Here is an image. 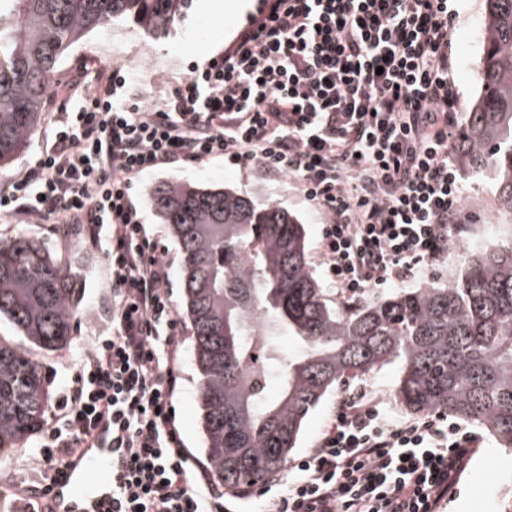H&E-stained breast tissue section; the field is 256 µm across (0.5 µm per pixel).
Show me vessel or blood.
<instances>
[{
    "instance_id": "vessel-or-blood-1",
    "label": "vessel or blood",
    "mask_w": 512,
    "mask_h": 512,
    "mask_svg": "<svg viewBox=\"0 0 512 512\" xmlns=\"http://www.w3.org/2000/svg\"><path fill=\"white\" fill-rule=\"evenodd\" d=\"M47 502L52 512H110L111 434H98L93 447L77 449L52 484Z\"/></svg>"
}]
</instances>
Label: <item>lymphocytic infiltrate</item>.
<instances>
[{
  "label": "lymphocytic infiltrate",
  "instance_id": "f902f5d3",
  "mask_svg": "<svg viewBox=\"0 0 512 512\" xmlns=\"http://www.w3.org/2000/svg\"><path fill=\"white\" fill-rule=\"evenodd\" d=\"M455 15L453 0H265L224 51L150 104L129 102L116 68L60 86L76 105L0 187V220L54 214L62 237L102 250L112 324L57 391L10 512H50V483L102 428L124 471L113 512H439L478 435L441 413L390 420L365 388L340 398L288 478L230 494L196 468L173 409L182 331L169 261L131 187L215 158L295 179L327 217L318 259L345 303L405 281L463 227Z\"/></svg>",
  "mask_w": 512,
  "mask_h": 512
}]
</instances>
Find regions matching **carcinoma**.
Returning a JSON list of instances; mask_svg holds the SVG:
<instances>
[{
  "instance_id": "cac0c4a2",
  "label": "carcinoma",
  "mask_w": 512,
  "mask_h": 512,
  "mask_svg": "<svg viewBox=\"0 0 512 512\" xmlns=\"http://www.w3.org/2000/svg\"><path fill=\"white\" fill-rule=\"evenodd\" d=\"M192 0H0V165L26 149L63 55L87 33L125 22L168 35ZM480 89L458 159L492 174L512 214V0H486ZM155 210L183 253L181 308L201 381L213 477L234 489L281 471L307 413L345 379L400 365L397 402L446 412L493 435L512 455V239L472 253L447 286L429 284L342 310L306 262L304 225L243 191L165 182ZM81 265H63L19 236L0 245V459L41 431L50 400L30 349L71 339ZM297 350L277 355V339ZM277 362L276 393L266 370Z\"/></svg>"
}]
</instances>
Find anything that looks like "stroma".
<instances>
[{"instance_id": "obj_1", "label": "stroma", "mask_w": 512, "mask_h": 512, "mask_svg": "<svg viewBox=\"0 0 512 512\" xmlns=\"http://www.w3.org/2000/svg\"><path fill=\"white\" fill-rule=\"evenodd\" d=\"M457 15L452 29L453 77L462 109H469L476 94L477 71L481 47L480 26L485 13V0H456ZM243 16H225L215 20L199 4H192L187 15L164 38L151 40L126 24L88 33L62 58L56 81L83 79L85 71L97 68L123 67L140 101L146 102L165 94L193 66L222 51L246 24ZM144 61L141 69L127 67L128 56ZM74 103L64 96L48 97L41 122L27 149L16 160L0 166V186L9 183L27 162L33 161L49 132L54 117L71 111ZM163 182H187L208 186H230L252 194L257 201L276 202L288 208L306 229V259L332 306L343 301L328 282L319 263L317 247L323 213L299 194L294 180L275 178L254 166L237 165L224 160H209L185 167H166L145 174L137 180L131 193L147 233L158 248L165 250L169 260V288L173 303L182 295L183 253L171 236L167 225L157 217L149 192ZM462 205L469 216L459 244L478 248L493 243L512 232L504 217V208L491 177L486 174H463ZM55 219L39 224L0 223V243L23 234L47 247L64 262L80 259L87 272L78 287L81 301L72 324L71 340L58 351L35 350L34 361L43 367L51 390H58L74 374L77 354L92 342L109 323L112 314V293L107 281L102 252L85 248L79 242L63 243L54 231ZM459 244L449 245L445 255L432 268L416 272L398 284L376 288L382 296L407 291L426 284L451 283L462 267ZM182 386L174 399L177 425L186 448L197 460H205V436L199 408V378L190 342L182 344ZM400 375L399 364H390L347 380L341 391L327 394L313 408L305 421L302 434L293 450L292 459H299L314 447L323 428L332 417L341 393L350 392L358 384L378 391L387 402L390 415L405 417L406 411L395 398ZM481 446L462 473L455 494L444 504V512H458L463 500H470L468 512H499L500 502L508 483L512 482V456L500 447L487 431L479 433Z\"/></svg>"}]
</instances>
